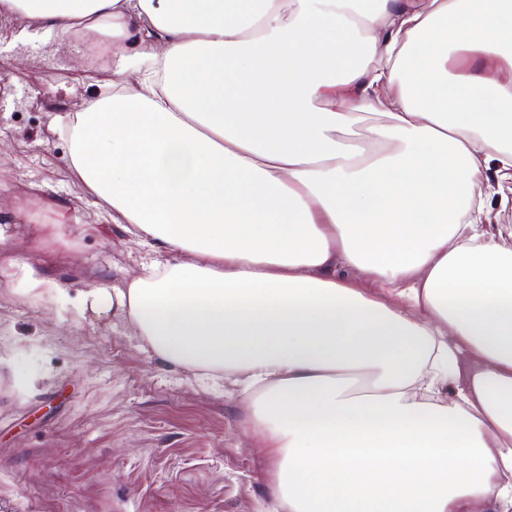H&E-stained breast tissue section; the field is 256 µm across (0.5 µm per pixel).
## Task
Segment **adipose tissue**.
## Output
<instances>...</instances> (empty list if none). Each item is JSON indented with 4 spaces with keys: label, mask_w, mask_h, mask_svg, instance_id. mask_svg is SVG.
I'll list each match as a JSON object with an SVG mask.
<instances>
[{
    "label": "adipose tissue",
    "mask_w": 512,
    "mask_h": 512,
    "mask_svg": "<svg viewBox=\"0 0 512 512\" xmlns=\"http://www.w3.org/2000/svg\"><path fill=\"white\" fill-rule=\"evenodd\" d=\"M0 12L122 76L60 134L155 258L80 309L224 382L267 512H512V230L481 192L512 197V0Z\"/></svg>",
    "instance_id": "adipose-tissue-1"
}]
</instances>
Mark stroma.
Returning <instances> with one entry per match:
<instances>
[{
	"instance_id": "1",
	"label": "stroma",
	"mask_w": 512,
	"mask_h": 512,
	"mask_svg": "<svg viewBox=\"0 0 512 512\" xmlns=\"http://www.w3.org/2000/svg\"><path fill=\"white\" fill-rule=\"evenodd\" d=\"M87 45L0 16V512H264L270 463L245 410L140 348L117 319L79 317L49 295L14 293L11 259L79 291L139 276L129 243L69 165L57 127L111 67L88 74ZM39 208L17 215L20 202ZM66 217L64 241L36 227Z\"/></svg>"
}]
</instances>
